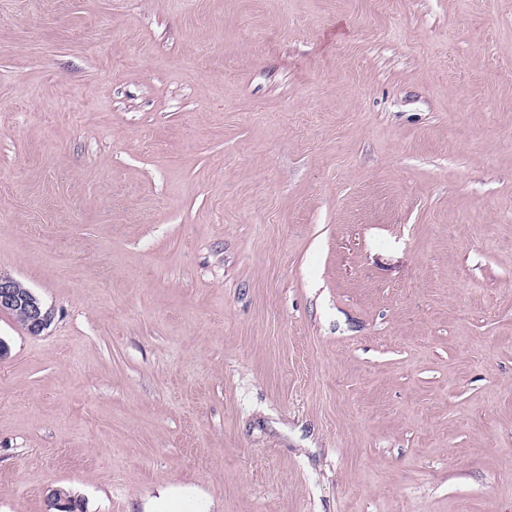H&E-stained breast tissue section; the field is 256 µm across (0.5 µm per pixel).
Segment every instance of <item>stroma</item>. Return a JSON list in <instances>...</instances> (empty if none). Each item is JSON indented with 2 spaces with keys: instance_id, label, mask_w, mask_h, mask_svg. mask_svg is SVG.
<instances>
[{
  "instance_id": "obj_1",
  "label": "stroma",
  "mask_w": 512,
  "mask_h": 512,
  "mask_svg": "<svg viewBox=\"0 0 512 512\" xmlns=\"http://www.w3.org/2000/svg\"><path fill=\"white\" fill-rule=\"evenodd\" d=\"M0 512H512V0H0ZM0 311L13 313L17 319L27 325L30 334L38 335L51 323L52 311L46 309L40 299L28 288L12 277L0 273Z\"/></svg>"
}]
</instances>
